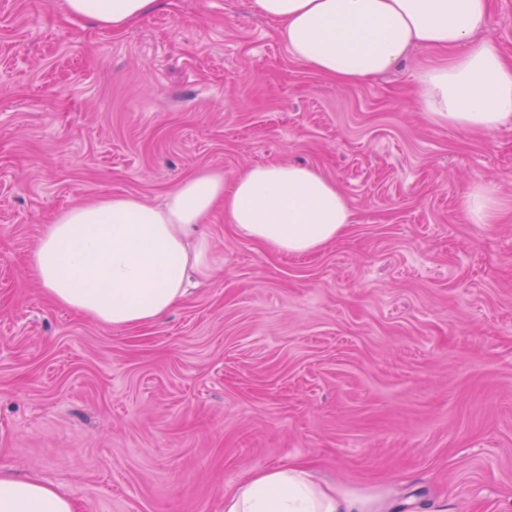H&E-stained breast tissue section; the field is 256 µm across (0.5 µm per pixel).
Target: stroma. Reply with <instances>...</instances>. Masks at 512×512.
Instances as JSON below:
<instances>
[{"label": "stroma", "instance_id": "stroma-1", "mask_svg": "<svg viewBox=\"0 0 512 512\" xmlns=\"http://www.w3.org/2000/svg\"><path fill=\"white\" fill-rule=\"evenodd\" d=\"M439 58L346 86L252 0H160L118 35L0 0V471L78 512H224L253 470L296 463L391 512H512V124L421 112ZM271 162L335 180L346 233L283 255L215 209L217 271L122 330L28 270L63 209ZM480 181L492 224L462 207ZM462 206L475 224H492L500 202L496 191L488 183L478 182L464 196Z\"/></svg>", "mask_w": 512, "mask_h": 512}]
</instances>
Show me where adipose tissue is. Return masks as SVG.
<instances>
[{"label": "adipose tissue", "instance_id": "obj_1", "mask_svg": "<svg viewBox=\"0 0 512 512\" xmlns=\"http://www.w3.org/2000/svg\"><path fill=\"white\" fill-rule=\"evenodd\" d=\"M157 0H60L68 17L115 34ZM278 22L290 55L317 74L354 86L397 68L413 47L445 51L421 68L415 92L438 123L494 131L512 123V61L487 34L490 0H254ZM241 234L288 255L314 253L349 226L335 181L316 168L265 164L225 181L202 169L156 207L109 196L59 212L44 225L29 269L53 301L100 325L155 321L187 293V275L213 268L195 228L216 204ZM0 512H76L52 485L0 472ZM224 512H382L369 500L311 480L299 465L260 469L224 496Z\"/></svg>", "mask_w": 512, "mask_h": 512}]
</instances>
